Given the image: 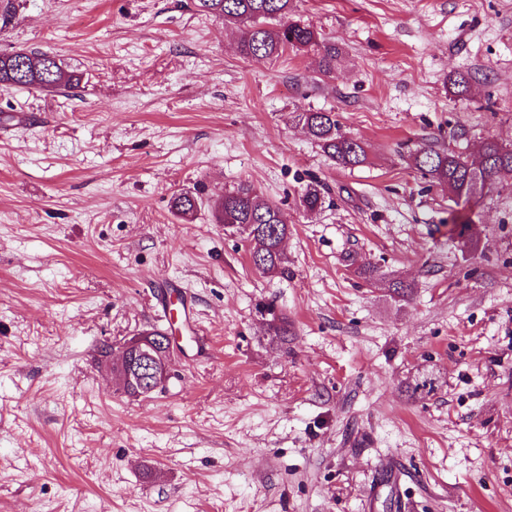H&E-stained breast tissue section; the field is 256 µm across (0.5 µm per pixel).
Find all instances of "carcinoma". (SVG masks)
<instances>
[{"instance_id":"1","label":"carcinoma","mask_w":512,"mask_h":512,"mask_svg":"<svg viewBox=\"0 0 512 512\" xmlns=\"http://www.w3.org/2000/svg\"><path fill=\"white\" fill-rule=\"evenodd\" d=\"M196 10L240 27V53L262 62L281 56L288 49L313 50L318 55V72L329 75L336 70L341 51L327 43L311 26L291 19L293 0H195ZM76 81L55 56L40 50L0 52V87L18 86L50 90ZM310 137L322 151L343 167L366 162L363 143L343 131L336 113L308 111L297 114ZM412 166L432 181L447 186L456 208L449 213L448 236L472 247L467 235L474 223L472 205L494 185L512 182V147L493 138L485 139L474 156L464 152H445L421 146L410 151ZM204 204L197 193L184 192L172 198L171 208L183 219L194 216ZM323 184L306 185L300 206L308 214L322 210ZM218 224L246 234L249 258L264 274L288 276V255L283 243L289 224L282 208L260 195L252 186L240 184L224 192L212 204ZM266 332L282 346L288 345V317L274 304L263 305Z\"/></svg>"}]
</instances>
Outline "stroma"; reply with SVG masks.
I'll use <instances>...</instances> for the list:
<instances>
[{
	"mask_svg": "<svg viewBox=\"0 0 512 512\" xmlns=\"http://www.w3.org/2000/svg\"><path fill=\"white\" fill-rule=\"evenodd\" d=\"M12 3L0 51H47L80 84L0 88V512H512V186L468 248L408 160L512 145V0H294L342 51L328 76L310 51L244 58L193 0ZM309 110L366 162L326 156ZM314 180L329 200L309 215ZM242 183L288 216V277L208 207H170ZM167 287L195 338L132 398L99 347L165 328ZM299 123L322 151L343 167H355L366 162L363 143L343 131L335 113L322 111L299 112ZM325 189L323 184L313 181L306 185L301 196L300 206L308 214H315L322 210L325 204ZM203 204V197L198 193L184 192L172 198L171 208L181 218L189 219L194 216L198 208H201ZM265 317L266 332L281 346L288 348V317L282 311L277 310L274 304L267 303L262 306Z\"/></svg>",
	"mask_w": 512,
	"mask_h": 512,
	"instance_id": "stroma-1",
	"label": "stroma"
}]
</instances>
